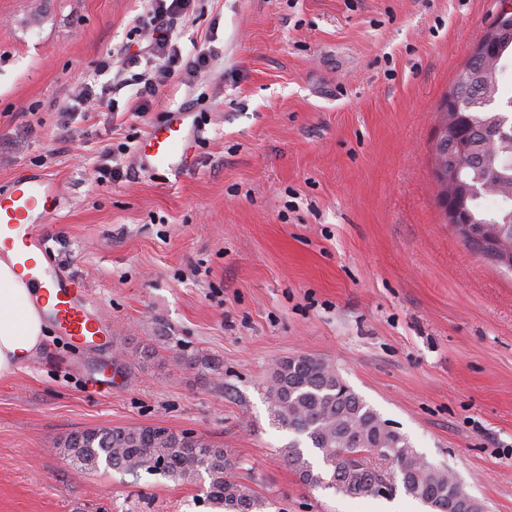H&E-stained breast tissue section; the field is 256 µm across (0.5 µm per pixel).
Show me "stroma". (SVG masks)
<instances>
[{"label": "stroma", "mask_w": 512, "mask_h": 512, "mask_svg": "<svg viewBox=\"0 0 512 512\" xmlns=\"http://www.w3.org/2000/svg\"><path fill=\"white\" fill-rule=\"evenodd\" d=\"M498 0H204L183 58L132 110L136 17L150 0H0V191L58 182L48 247L101 315L99 345L48 334L0 380V512H214L207 480L73 471L61 445L154 425L234 454L284 512H377L304 485L280 454L266 381L282 360L332 363L484 512H512V273L448 224L433 145L443 98ZM85 83L117 110L67 114ZM189 106L190 167H140L141 137ZM116 156L121 180L93 170ZM125 349L114 363L116 349ZM209 368L175 362L177 349Z\"/></svg>", "instance_id": "stroma-1"}]
</instances>
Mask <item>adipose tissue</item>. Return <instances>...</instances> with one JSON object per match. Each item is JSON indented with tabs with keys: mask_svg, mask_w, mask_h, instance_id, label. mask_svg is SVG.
I'll return each instance as SVG.
<instances>
[{
	"mask_svg": "<svg viewBox=\"0 0 512 512\" xmlns=\"http://www.w3.org/2000/svg\"><path fill=\"white\" fill-rule=\"evenodd\" d=\"M46 307L17 265L13 252L0 254V379L22 369L46 337Z\"/></svg>",
	"mask_w": 512,
	"mask_h": 512,
	"instance_id": "ef3b65f1",
	"label": "adipose tissue"
}]
</instances>
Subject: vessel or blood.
Returning a JSON list of instances; mask_svg holds the SVG:
<instances>
[{
  "label": "vessel or blood",
  "mask_w": 512,
  "mask_h": 512,
  "mask_svg": "<svg viewBox=\"0 0 512 512\" xmlns=\"http://www.w3.org/2000/svg\"><path fill=\"white\" fill-rule=\"evenodd\" d=\"M198 130L189 110L172 113L166 123L152 127L138 147V162L150 171H183L197 146ZM59 189L53 179L25 177L13 182L0 194V243L9 244L13 231L19 230L27 246L46 250L44 218L56 210ZM36 279L49 281L55 289V303L48 312L57 335L84 346L96 333V318L82 303L83 283L73 276L58 274L54 266L35 272Z\"/></svg>",
  "instance_id": "b4317fda"
}]
</instances>
